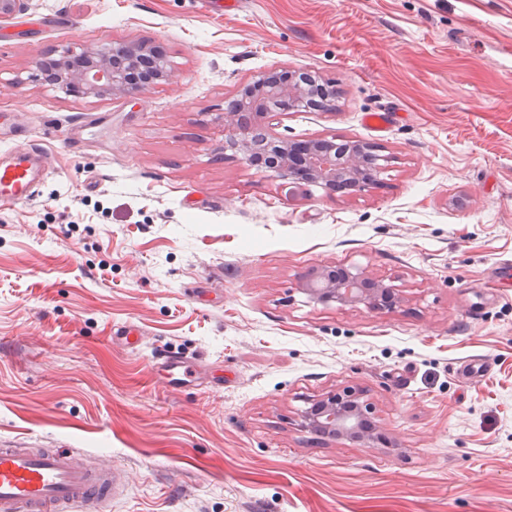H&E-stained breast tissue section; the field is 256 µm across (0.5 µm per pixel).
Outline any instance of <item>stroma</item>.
Masks as SVG:
<instances>
[{"instance_id": "1", "label": "stroma", "mask_w": 512, "mask_h": 512, "mask_svg": "<svg viewBox=\"0 0 512 512\" xmlns=\"http://www.w3.org/2000/svg\"><path fill=\"white\" fill-rule=\"evenodd\" d=\"M100 40L157 47L172 82L11 86ZM302 68L336 99L273 131L378 146V185L286 186L225 148L238 85ZM380 109L384 133L363 123ZM16 127L48 168L38 197L0 205V448L124 469L106 512H512V288L493 280L512 262V0H28L0 18V129ZM327 264L402 303L311 302L298 280ZM129 323L139 348L112 338ZM167 352L200 363L195 385L152 379ZM348 385L395 447L300 428Z\"/></svg>"}]
</instances>
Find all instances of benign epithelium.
Here are the masks:
<instances>
[{"instance_id": "1", "label": "benign epithelium", "mask_w": 512, "mask_h": 512, "mask_svg": "<svg viewBox=\"0 0 512 512\" xmlns=\"http://www.w3.org/2000/svg\"><path fill=\"white\" fill-rule=\"evenodd\" d=\"M146 53V47L140 44L114 46L101 43L77 51L68 49L51 59L56 69L53 85L63 93L77 87L92 98L139 95L146 86H130L127 73ZM333 90L331 84L322 82L307 70L287 81L281 80L274 69L262 72L239 85L236 108L224 113L226 142L239 150L241 159L249 166L254 165L253 159L257 154L275 155L277 163L271 172L285 182L301 180L324 189L338 184L360 190L370 188L378 184L375 175L385 169L387 162V158L376 153L370 144L336 138L308 140L301 144L304 155L302 164L297 166L293 162L294 143L270 131L264 143L253 145L241 127L242 118L255 112L264 119L285 109H319L323 98ZM300 288L318 303L363 306L372 311L380 309L381 302L394 294L392 286L363 272H349L338 277L333 266L310 269ZM371 409L361 391L347 387L313 403L304 412L303 426L317 433L336 434L371 447L375 437L369 431L361 430V424L366 422V415Z\"/></svg>"}]
</instances>
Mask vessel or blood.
Returning a JSON list of instances; mask_svg holds the SVG:
<instances>
[{
  "label": "vessel or blood",
  "instance_id": "1",
  "mask_svg": "<svg viewBox=\"0 0 512 512\" xmlns=\"http://www.w3.org/2000/svg\"><path fill=\"white\" fill-rule=\"evenodd\" d=\"M8 151L10 161L0 165V204H22L36 192L46 155L32 143H12ZM154 367L167 386L197 373L176 353L157 356ZM125 487L122 470L72 448H0V512H103Z\"/></svg>",
  "mask_w": 512,
  "mask_h": 512
}]
</instances>
